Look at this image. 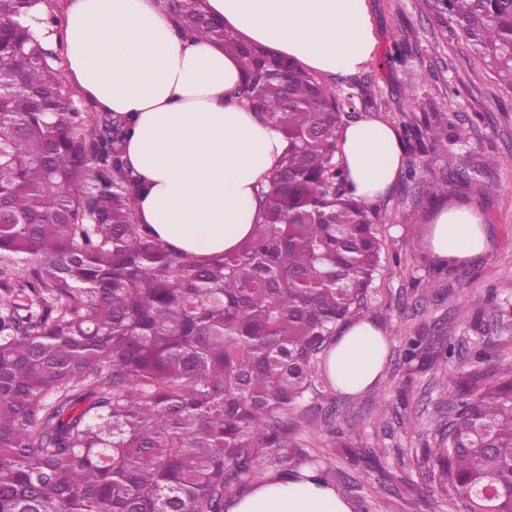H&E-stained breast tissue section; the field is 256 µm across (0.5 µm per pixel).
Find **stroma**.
Segmentation results:
<instances>
[{
    "label": "stroma",
    "instance_id": "1",
    "mask_svg": "<svg viewBox=\"0 0 512 512\" xmlns=\"http://www.w3.org/2000/svg\"><path fill=\"white\" fill-rule=\"evenodd\" d=\"M376 50L374 60L354 76L321 74L331 88H359L374 81L376 95L366 115L393 126L403 138L404 158L424 164L421 184L397 180L372 202L383 241L381 270L357 316L376 321L390 336L381 383L357 395L336 391L324 371L315 389L291 412L297 423L295 447L350 500L353 512H466L430 478L423 461L452 416L440 383L444 369L471 371L470 353L486 345L499 353V371L512 369V314L500 315L487 303L496 294L512 305V91L500 86L456 27L441 28L423 0H369ZM409 41L425 78L409 87L385 61L396 42ZM447 113L448 149L492 153L506 163L493 174L496 187L456 186L450 198H433L426 180L447 175L441 151L415 153L408 125L422 123L426 111ZM455 203L477 211L489 224L493 249L454 271L437 267L423 245V230L439 208ZM422 334L429 343L448 338L455 353L447 366L411 376L402 339ZM386 400V414L377 403ZM348 452H341V445Z\"/></svg>",
    "mask_w": 512,
    "mask_h": 512
}]
</instances>
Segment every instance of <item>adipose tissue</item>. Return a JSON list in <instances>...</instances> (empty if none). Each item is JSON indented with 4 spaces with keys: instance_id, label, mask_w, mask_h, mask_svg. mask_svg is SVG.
Returning <instances> with one entry per match:
<instances>
[{
    "instance_id": "1",
    "label": "adipose tissue",
    "mask_w": 512,
    "mask_h": 512,
    "mask_svg": "<svg viewBox=\"0 0 512 512\" xmlns=\"http://www.w3.org/2000/svg\"><path fill=\"white\" fill-rule=\"evenodd\" d=\"M238 38L321 73L352 76L375 50L367 0H206ZM63 39L71 83L99 110L130 116L125 157L139 176L141 223L171 247L211 255L234 250L260 217L254 195L288 148L280 131L238 104L243 80L222 45L182 37L157 0H64ZM403 155L391 125L366 117L342 127L337 157L354 197L370 202L393 186ZM433 259L470 262L493 243L471 210L445 207L426 230ZM389 338L352 320L335 337L325 370L355 395L382 380ZM229 512H353L334 485L266 474Z\"/></svg>"
}]
</instances>
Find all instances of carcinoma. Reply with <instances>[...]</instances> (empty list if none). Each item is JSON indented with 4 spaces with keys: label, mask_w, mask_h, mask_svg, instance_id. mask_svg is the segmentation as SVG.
<instances>
[{
    "label": "carcinoma",
    "mask_w": 512,
    "mask_h": 512,
    "mask_svg": "<svg viewBox=\"0 0 512 512\" xmlns=\"http://www.w3.org/2000/svg\"><path fill=\"white\" fill-rule=\"evenodd\" d=\"M512 90V0H424ZM41 0H0V512H224L284 453L313 364L380 268L369 205L337 159L339 130L374 84L334 91L240 40L202 0H162L179 31L224 45L238 102L289 142L233 252L177 251L139 223L129 116L66 94ZM387 65L423 78L409 44ZM440 145L448 180L495 186L503 160L448 150V115L407 128ZM454 344L405 340L411 374ZM455 416L426 458L468 512H512V374L479 388L443 374Z\"/></svg>",
    "instance_id": "carcinoma-1"
}]
</instances>
